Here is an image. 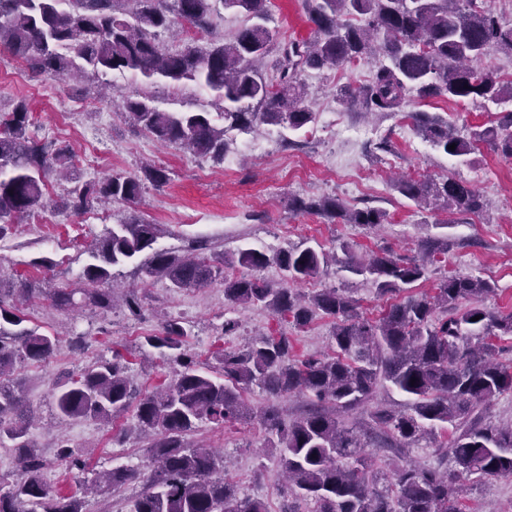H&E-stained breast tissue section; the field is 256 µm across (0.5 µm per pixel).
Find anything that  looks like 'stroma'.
<instances>
[{
	"instance_id": "stroma-1",
	"label": "stroma",
	"mask_w": 512,
	"mask_h": 512,
	"mask_svg": "<svg viewBox=\"0 0 512 512\" xmlns=\"http://www.w3.org/2000/svg\"><path fill=\"white\" fill-rule=\"evenodd\" d=\"M269 27L275 48L313 35L304 0H273ZM380 60L369 57L352 65L305 70L306 105L315 121L291 131L261 125L248 133L231 132L223 163L216 164L190 152L166 147L125 120L122 97L149 94L163 110L205 108L215 113L219 104L209 91L193 82L170 87L162 80L135 77L115 82L114 72L90 74L77 80L31 79L21 61L0 47V111H11L21 100L32 112L39 137L69 145L76 153L82 180L132 174L144 162L164 167L167 184L146 186L138 205L115 203L93 206L84 212L67 207V182L49 177L48 206L40 223L29 217L17 220L0 238V274L22 278L44 288L78 280L94 261L98 240L113 224L141 215L161 225L157 248L184 253L190 240L206 241L212 251L227 255L245 248L274 254L293 248H321L339 252L349 244L357 257L384 249L397 255H416L426 237L447 238L448 251L441 262L429 265L425 279L414 293H432L448 272L470 273L492 280L494 294L484 300L495 313L512 311V157L481 144L467 157L446 155L424 141L411 119L397 115L368 114L358 106L341 105L337 92L366 84ZM409 111L437 113L459 133L473 126H491L512 111V100L499 105L477 101L427 99L411 101ZM387 149H379L380 141ZM268 142L264 151H247L250 142ZM403 176H449L468 182L483 197L482 214L447 215L416 207L394 188ZM295 196H336L352 206H371L387 213V222L369 231L354 224L331 222L314 214L288 208ZM115 281L135 291L142 302L141 318L124 306L99 315L89 306L68 312L51 307L48 300L26 302L30 323L44 332L58 334L59 346L47 361L16 368L14 377L24 389L25 408L31 422L27 437L46 457L47 482L75 491L94 472L118 465L141 466L147 443L134 412L111 422L83 419L60 421L54 407L55 384L66 372L120 352L128 376L139 389L153 390L170 380L178 368L170 351L144 345V336L157 333L164 319H179L191 329L188 349L204 372L219 370L220 350H239L260 334L282 331L293 343V356L302 360L331 350L332 321L315 316L304 326L275 318L257 307H230L221 282L190 290L170 288L167 281L146 282L135 264L115 267ZM347 288L370 319L394 303V296H379L363 277L328 265L316 278L301 284L303 293L318 288ZM237 327L225 332V320ZM84 337V349H75L73 337ZM263 426L255 420L232 425L199 423L189 439L223 455L227 478L240 494L262 499L269 512H281L287 498L275 450L263 447ZM86 459L88 471H69L55 459L60 442ZM465 512H512V478L467 482L462 492Z\"/></svg>"
}]
</instances>
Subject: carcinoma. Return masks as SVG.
<instances>
[{
	"mask_svg": "<svg viewBox=\"0 0 512 512\" xmlns=\"http://www.w3.org/2000/svg\"><path fill=\"white\" fill-rule=\"evenodd\" d=\"M0 0V45L34 77L68 79L89 69L120 71L171 83L195 81L223 103L224 124L206 111H163L143 94L122 101L134 128L172 147L224 160L227 134L250 132L260 125L293 130L315 121L304 105V69L321 70L376 54L387 60L371 81L342 89L338 101L354 102L367 112L396 113L412 92L422 99H472L497 104L512 98L490 69L478 70L485 52L496 47L512 54V26L501 24L480 0H304L315 36L291 41L276 60V82H268L259 64L271 53L268 27L272 0ZM231 10L248 17L230 42L207 48L187 43L170 52L158 35L188 25L206 32L213 17ZM417 134L453 157L469 155L486 143L512 157V112L495 126L458 134L439 115L411 113ZM30 112L19 101L0 116V238L16 219L46 206V179L57 173L72 183L69 204L76 211L92 203H138L145 183L169 181L166 169L144 166L134 175L81 181L73 172L74 153L67 145L42 141L29 133ZM455 145L450 150L448 146ZM396 191L419 208L450 215H479L482 196L452 177L401 178ZM293 211L315 213L332 221L376 228L387 213L371 207L348 208L333 197H294ZM160 225L133 216L112 226L96 246L99 263L85 267L79 282L48 294L53 308L68 311L80 304L102 315L112 311V268L147 257L137 267L144 280L162 278L175 289L201 288L216 280L233 306L261 307L298 326L320 313L333 320L332 355L297 360L281 334L257 337L245 351H226L221 373L212 377L197 368L185 348L189 332L176 319L145 337L153 348L175 352L180 370L174 379L146 393L127 375L116 353L65 376L54 393L62 420L107 422L135 409L138 425L152 437L145 468L118 466L98 475L96 486L114 490L143 484L130 512H268L266 504L240 496L235 485L217 474L213 450L193 448L186 436L202 421L233 423L253 415L244 394L257 386L271 398L308 397L305 411L288 420L276 405L260 411L267 431L264 447L275 449L291 499L281 512H297L296 500L314 502V512H461L458 490L476 476L512 477V424L482 423L480 404L512 391V370L493 360L491 337L512 336V312L493 313L483 300L496 284L467 273L444 277L434 294L409 295L371 321L358 301L340 288H323L305 298L291 285L316 277L328 254L312 247L269 255L249 248L238 263L250 276L224 273V254H205L207 243L194 241L187 254L157 250ZM343 268L371 280L380 296L405 290L425 278L428 263L448 251V242L428 237L419 255L389 252L359 259L348 247ZM274 264L283 277L276 285L257 272ZM33 289L22 280L0 276V438L16 442L20 477L0 484V512H83V498L51 487L44 479L46 461L26 440L27 419L20 383L10 379L17 365L48 360L59 338L28 327L16 298ZM479 320H473V317ZM391 384L410 396L407 410L374 406L377 388ZM364 423L347 426L341 417L356 410ZM459 430L452 442L435 448L437 462L427 467L406 463L391 480L367 470L365 449L396 454L421 441L434 442L445 425Z\"/></svg>",
	"mask_w": 512,
	"mask_h": 512,
	"instance_id": "cac0c4a2",
	"label": "carcinoma"
}]
</instances>
